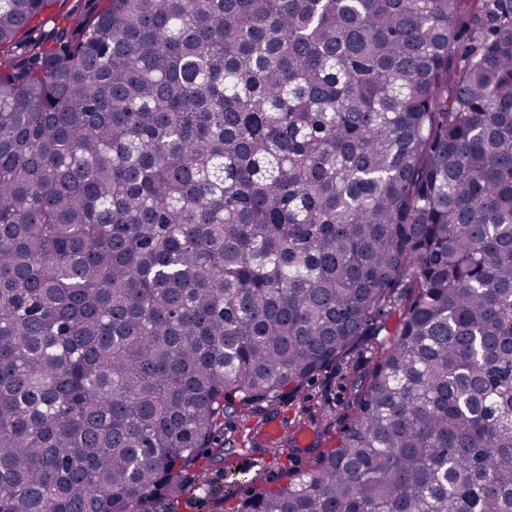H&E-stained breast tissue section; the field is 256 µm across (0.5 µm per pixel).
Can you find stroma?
I'll return each mask as SVG.
<instances>
[{
  "instance_id": "stroma-1",
  "label": "stroma",
  "mask_w": 512,
  "mask_h": 512,
  "mask_svg": "<svg viewBox=\"0 0 512 512\" xmlns=\"http://www.w3.org/2000/svg\"><path fill=\"white\" fill-rule=\"evenodd\" d=\"M378 356L372 341H365L343 360L334 362L322 372L300 396L280 403L266 416L244 418L233 415L224 421V459L204 456L195 467L185 474L186 489L179 498L177 512H203L204 498H217L226 480L227 463L240 466L243 479L241 491H248L252 479L269 478L276 475L281 467L303 471V455L291 453L289 449L273 450L263 438H252L251 432L260 422L270 424L283 421L288 425L304 422L308 432L330 428L339 433L343 426L344 405L351 397L354 380L369 376Z\"/></svg>"
}]
</instances>
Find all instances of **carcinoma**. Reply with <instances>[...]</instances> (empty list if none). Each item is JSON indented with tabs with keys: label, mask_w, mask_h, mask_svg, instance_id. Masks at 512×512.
<instances>
[{
	"label": "carcinoma",
	"mask_w": 512,
	"mask_h": 512,
	"mask_svg": "<svg viewBox=\"0 0 512 512\" xmlns=\"http://www.w3.org/2000/svg\"><path fill=\"white\" fill-rule=\"evenodd\" d=\"M58 2L0 0V512H175L365 336L225 512H512V0ZM373 341L371 336L367 338L360 347L343 360L330 365L300 396L280 403L271 413L255 415L249 419L235 414L224 419V440H222L224 457H230L233 466H241L239 469L243 473V476L239 477L241 496L250 489L249 480L265 477L269 479L277 475L283 465L292 471L301 472L305 469L304 455L292 454L289 449H286L290 447H279L280 457H278L273 456L274 450L264 442L263 438L254 437L255 444L249 442V433L253 432L255 425L262 424L263 416L266 424L262 425V431L265 439L270 443L278 444L284 436L283 428L273 423L284 421L288 423V428L292 429L296 421L300 420L304 422L310 440L315 431L331 423L329 447L336 445L339 431L343 426V408L351 397L352 383L360 377L369 376L379 360L373 348ZM227 464L220 458H213L204 455L195 467L190 468L185 474L186 489L179 497L177 512H203L202 500L207 495L210 507H212L220 496L227 479L224 474Z\"/></svg>",
	"instance_id": "carcinoma-1"
}]
</instances>
